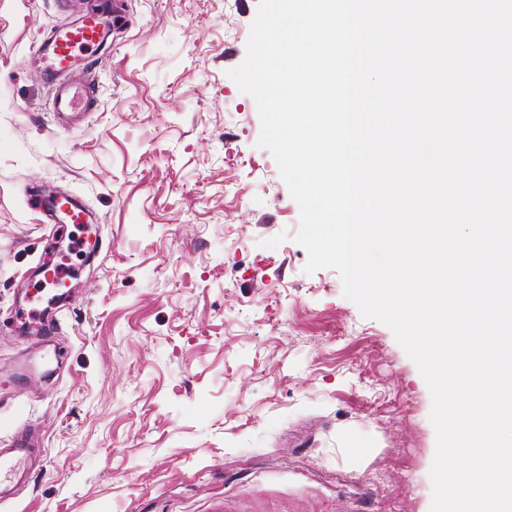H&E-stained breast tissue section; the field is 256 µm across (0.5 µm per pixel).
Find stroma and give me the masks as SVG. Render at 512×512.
<instances>
[{
    "label": "stroma",
    "mask_w": 512,
    "mask_h": 512,
    "mask_svg": "<svg viewBox=\"0 0 512 512\" xmlns=\"http://www.w3.org/2000/svg\"><path fill=\"white\" fill-rule=\"evenodd\" d=\"M258 0H123L92 56L96 110L50 119L28 59L78 18L0 0V370L48 223L74 198L102 242L49 319L68 358L35 361L43 455L0 512H430L431 395L339 274L304 270L299 207L258 147L230 69Z\"/></svg>",
    "instance_id": "35a3bbf8"
}]
</instances>
